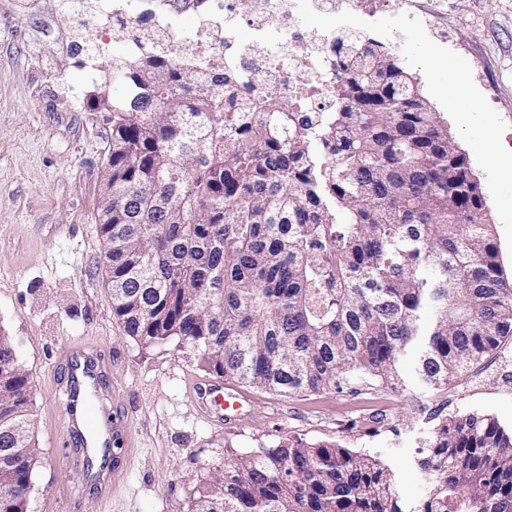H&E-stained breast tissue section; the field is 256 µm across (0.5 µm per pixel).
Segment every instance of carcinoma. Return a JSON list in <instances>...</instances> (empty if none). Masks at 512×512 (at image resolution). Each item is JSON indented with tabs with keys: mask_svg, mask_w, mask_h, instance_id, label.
<instances>
[{
	"mask_svg": "<svg viewBox=\"0 0 512 512\" xmlns=\"http://www.w3.org/2000/svg\"><path fill=\"white\" fill-rule=\"evenodd\" d=\"M328 112L238 93L234 71L158 52L106 63L112 214L100 235L113 314L144 347L174 340L208 371L273 392L355 379L430 390L512 337L479 184L418 78L379 44L336 34ZM0 335V512H27L40 462L28 373ZM428 493L402 499L382 459L288 439L231 455L189 512H512V429L438 418L423 436Z\"/></svg>",
	"mask_w": 512,
	"mask_h": 512,
	"instance_id": "cac0c4a2",
	"label": "carcinoma"
}]
</instances>
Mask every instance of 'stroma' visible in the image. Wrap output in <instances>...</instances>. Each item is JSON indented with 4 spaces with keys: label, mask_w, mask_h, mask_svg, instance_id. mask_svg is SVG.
I'll return each instance as SVG.
<instances>
[{
    "label": "stroma",
    "mask_w": 512,
    "mask_h": 512,
    "mask_svg": "<svg viewBox=\"0 0 512 512\" xmlns=\"http://www.w3.org/2000/svg\"><path fill=\"white\" fill-rule=\"evenodd\" d=\"M376 38L421 81L424 95L465 154L494 227L503 273L512 280V180L485 163L512 162V0H409L404 16L376 15ZM128 54V34L61 0H0V328L34 390L33 435L41 463L28 512H188L200 481L224 468L226 452L288 438L336 441L381 457L399 490L419 500V437L430 415L480 413L512 428V338L508 362L486 359L447 389L393 392L358 382L343 391L279 395L234 380L251 405L229 424L202 417L189 384L211 380L192 348H145L112 312L99 231L100 193L112 141L109 113L92 96L126 98L124 83L99 71L89 80L84 46ZM458 72L450 103L443 59ZM69 342L95 345L112 379V402L131 425L125 471L100 498L81 488L62 456L64 394L55 361Z\"/></svg>",
    "instance_id": "35a3bbf8"
}]
</instances>
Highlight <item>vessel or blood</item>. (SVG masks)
Returning <instances> with one entry per match:
<instances>
[{"label":"vessel or blood","instance_id":"b4317fda","mask_svg":"<svg viewBox=\"0 0 512 512\" xmlns=\"http://www.w3.org/2000/svg\"><path fill=\"white\" fill-rule=\"evenodd\" d=\"M58 369L66 392L64 430L75 451L78 480L86 491L107 495L124 472L117 446L128 440L130 425L122 413L108 408L112 385L95 348L84 344L65 347ZM245 400L244 394L227 391L220 381L194 385V406L222 423L232 422Z\"/></svg>","mask_w":512,"mask_h":512}]
</instances>
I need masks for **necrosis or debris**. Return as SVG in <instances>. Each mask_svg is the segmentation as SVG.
Here are the masks:
<instances>
[{"label":"necrosis or debris","instance_id":"obj_1","mask_svg":"<svg viewBox=\"0 0 512 512\" xmlns=\"http://www.w3.org/2000/svg\"><path fill=\"white\" fill-rule=\"evenodd\" d=\"M237 5L238 0H188L181 9L163 0L154 17L146 20L134 13L127 0H96L95 12L98 18L130 28V53L145 52V34L150 31L160 37L164 51L173 56L220 57L247 80L253 94H285L302 100L306 111H327L343 71L325 33L310 35L301 31L298 19L312 10L335 13V0H251L255 35L270 44L269 49L253 58L237 42L232 28H221L215 21L219 14L235 15ZM185 9L212 13L213 19L197 30H184L177 18Z\"/></svg>","mask_w":512,"mask_h":512}]
</instances>
